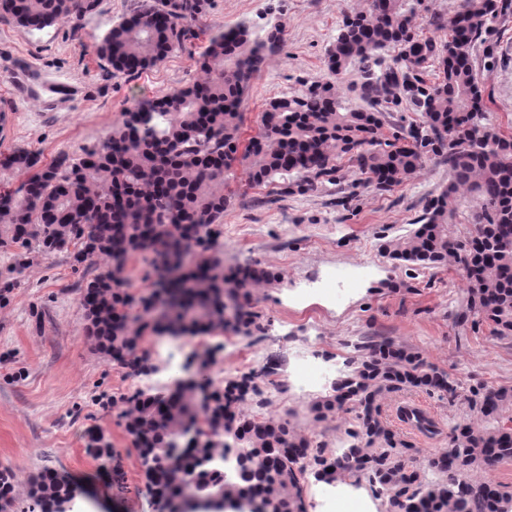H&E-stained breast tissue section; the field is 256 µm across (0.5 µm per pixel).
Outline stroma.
<instances>
[{
  "label": "stroma",
  "mask_w": 512,
  "mask_h": 512,
  "mask_svg": "<svg viewBox=\"0 0 512 512\" xmlns=\"http://www.w3.org/2000/svg\"><path fill=\"white\" fill-rule=\"evenodd\" d=\"M152 2L101 0L79 23L41 30L0 19V153L28 150L45 165L63 155L79 157L127 109L186 86L210 34L240 22L260 39L271 27L282 30L281 43L267 51L244 95L241 136L250 138L270 99L300 94L325 78L324 57L344 12L367 6L366 0H207L181 48L137 75L112 73L97 55L100 41L124 15ZM495 28L492 52L476 51L474 66L486 111L512 133V13ZM23 69L37 76L25 94L13 86ZM449 178L444 158L430 154L415 175L382 192L343 160L332 180L316 190L282 195L274 185L249 186L243 167L233 166L216 244L224 268L259 266L278 278L251 290L257 315L252 331L230 322L207 342L186 338L173 353L147 334L141 348L160 368L149 377L127 376L95 352L85 334L78 285L103 272L104 264L77 272L64 253L34 262L0 303V471L13 474L19 499L50 466L81 488L75 512H159L125 431L120 398L166 383L167 359L184 363L209 345L217 347L228 377L275 362L272 384L262 396H250L247 407L264 401L267 414L287 417L331 454L348 444L357 411L314 421L309 405L318 390L301 393L291 382L296 352L306 349L341 365L358 337L396 339L459 384L460 396L453 400L416 390L380 401L383 418L415 448L414 466H422L428 455L447 447L451 427L470 418L464 396L472 385L512 387V338L493 336L488 322L459 320L467 299L462 267L451 260L418 271L380 252L382 243L412 229ZM406 403L425 405L438 434L426 437L401 423L396 412ZM91 429L111 443V459L100 462L87 454ZM323 491V482L305 478L307 512L388 510L365 480L350 483L345 498L326 508Z\"/></svg>",
  "instance_id": "35a3bbf8"
}]
</instances>
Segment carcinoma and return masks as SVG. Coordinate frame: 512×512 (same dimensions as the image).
Masks as SVG:
<instances>
[{"mask_svg": "<svg viewBox=\"0 0 512 512\" xmlns=\"http://www.w3.org/2000/svg\"><path fill=\"white\" fill-rule=\"evenodd\" d=\"M424 0H369L364 12L344 15L324 59L327 77L302 94L275 98L261 115L259 131L240 148L242 96L280 41L273 27L252 39L250 26L213 32L187 86L124 112V118L79 158L59 157L40 166L39 156L15 150L0 157V171L26 176L0 187V249H14L7 274L0 273V302L38 258L66 253L74 267L106 260L112 267L80 286L85 333L94 351L143 375L148 357L140 345L146 331L198 335L222 330L226 301L248 298L250 288L277 276L264 268L224 272L215 254V225L229 196L226 174L236 162L252 185L283 181V193L306 192L329 179L335 162H355L369 182L389 191L422 168L425 153L448 161L451 181L432 198L416 227L383 249L398 261L432 269L452 258L468 280L467 313L492 325L494 336H512V133L503 132L483 109L473 53L493 33V23L512 10V0H460L448 25V40L419 34ZM99 0H0V18L33 29L79 22ZM205 0H155L114 24L98 46L114 72L134 75L165 58L189 34ZM400 49L393 63L381 52ZM362 65V81L348 91L364 100L406 101L421 117L382 137L383 113L373 106L346 110L336 80ZM438 65L441 77L424 79ZM147 112L137 126L127 115ZM467 194L471 234L462 239L448 220ZM195 251V263L177 265L175 287L132 293L121 274L135 254L159 256ZM264 365L204 394L205 387L164 385L121 398L125 431L142 465L153 471L161 512H198L207 497L227 503L259 498L267 512H306L302 479L325 483L367 478L394 512H512V490L492 479H474L512 461V387L478 384L469 389L477 420L457 424L448 447L426 457L424 468L408 466L414 448L379 413L381 397L420 388L453 399L457 382L391 337H364L334 382L333 393L312 401L318 419L351 403L358 409L357 442L327 458L282 417L244 409L249 393L272 383ZM208 430H203L200 421ZM413 428L431 436L435 420L413 413ZM89 454L112 453L99 432L87 439ZM440 475L435 483L427 473ZM78 489L50 468L33 478L32 509L47 512ZM0 512H18L13 475L0 472Z\"/></svg>", "mask_w": 512, "mask_h": 512, "instance_id": "obj_1", "label": "carcinoma"}]
</instances>
